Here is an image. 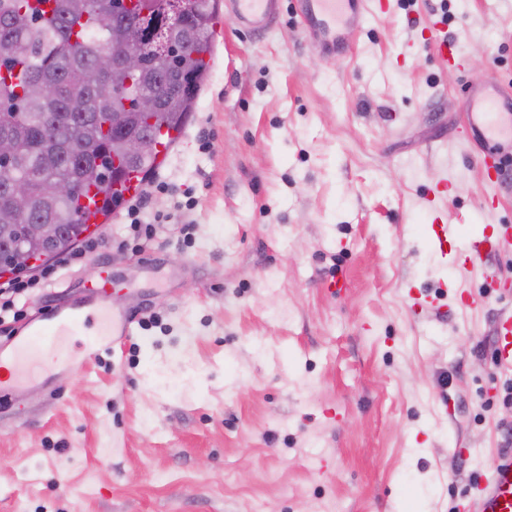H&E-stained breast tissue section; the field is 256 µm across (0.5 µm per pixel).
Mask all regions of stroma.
Listing matches in <instances>:
<instances>
[{"mask_svg": "<svg viewBox=\"0 0 512 512\" xmlns=\"http://www.w3.org/2000/svg\"><path fill=\"white\" fill-rule=\"evenodd\" d=\"M284 0L244 31L219 6L183 138L147 179L194 191L139 247L116 210L82 263L17 296L32 314L112 280L143 319L89 365L0 398V512H455L512 449V246L470 273L456 250L512 225V171L486 184L462 102L512 86V0H391L325 53ZM463 59L422 38L437 18ZM498 205L488 210L486 196ZM153 303L143 307L144 293ZM495 364L502 369H512V318L500 321L494 349Z\"/></svg>", "mask_w": 512, "mask_h": 512, "instance_id": "1", "label": "stroma"}]
</instances>
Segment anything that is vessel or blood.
I'll list each match as a JSON object with an SVG mask.
<instances>
[{"label":"vessel or blood","mask_w":512,"mask_h":512,"mask_svg":"<svg viewBox=\"0 0 512 512\" xmlns=\"http://www.w3.org/2000/svg\"><path fill=\"white\" fill-rule=\"evenodd\" d=\"M314 42L321 49L345 50L354 30L351 21L370 11L386 12L390 0H296ZM282 0H229L239 25L261 35L278 22ZM464 131L481 135L477 161L484 170L500 172V140L512 137V97H503L498 82L489 91L475 90L465 98ZM512 241V230L504 229L499 238H483L470 243L457 255L461 271H469L485 250ZM110 282L98 283L91 304L77 303L50 315H36L23 322L8 352L0 351V394L11 392L24 379H36L45 368L39 355L45 348L59 350L55 365L89 362L99 354L111 353L113 346L134 333L131 316H115L106 304ZM494 361L499 368L512 369V318L501 320L497 330ZM458 512H512V451L495 458L489 478L479 479L457 506Z\"/></svg>","instance_id":"b4317fda"}]
</instances>
